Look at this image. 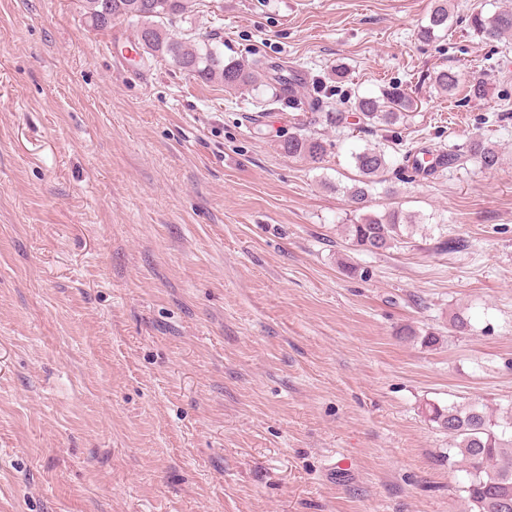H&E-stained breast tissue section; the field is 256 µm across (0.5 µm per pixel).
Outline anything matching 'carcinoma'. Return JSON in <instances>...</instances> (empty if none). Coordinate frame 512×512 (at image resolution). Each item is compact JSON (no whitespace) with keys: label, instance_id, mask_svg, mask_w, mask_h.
Instances as JSON below:
<instances>
[{"label":"carcinoma","instance_id":"obj_1","mask_svg":"<svg viewBox=\"0 0 512 512\" xmlns=\"http://www.w3.org/2000/svg\"><path fill=\"white\" fill-rule=\"evenodd\" d=\"M82 9L90 27L104 30L112 23L127 20L136 24V40L143 53L151 58L172 61L181 71L205 81H220L226 88L246 89L257 84L261 73L272 69L273 94L257 102L265 110L274 105H286L295 110L323 108L325 101L316 98L303 101L294 90L295 78L286 65H271L258 54L252 58L224 60V52L215 38L177 37L169 33L168 25L187 10V0H82ZM451 0H434L427 24L417 32V40L430 43L440 34L448 32ZM474 34L486 43H501L512 38V9H502L490 16L474 12L469 18ZM462 80L461 73L441 69L434 74V85L442 92L456 91ZM415 100L407 89L393 84L381 90V95L362 96L350 105V111L325 113L328 125L340 131L349 125V119L367 127L395 126L407 120ZM281 149L290 157H299L319 164L328 152V143L311 133H292L281 141ZM361 179L342 189L348 203L358 212L355 222L344 225L346 237L360 251L377 253L396 247L403 241V232L419 223V218L399 210L383 215L363 212L371 190L385 182L389 168L411 162L414 169L430 175L437 169L461 168L476 159L486 168L499 166L501 157L495 145L482 138L471 141L464 153L440 151L436 164L424 167L423 162L405 152L391 157L379 147H365L351 153ZM428 420L448 433L450 450L469 475L465 488L468 512H512V434L507 427L487 412L484 406L468 404L458 407H440L428 404Z\"/></svg>","mask_w":512,"mask_h":512}]
</instances>
